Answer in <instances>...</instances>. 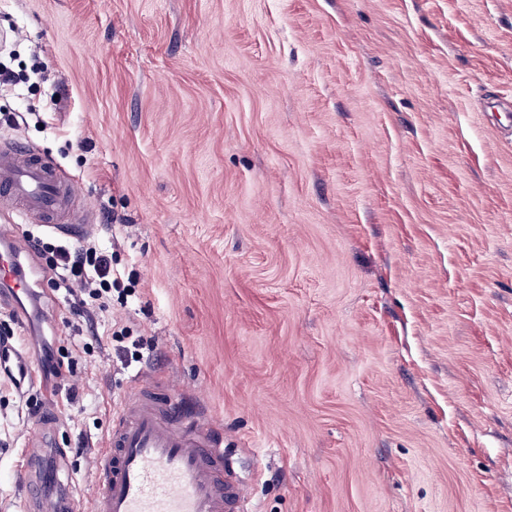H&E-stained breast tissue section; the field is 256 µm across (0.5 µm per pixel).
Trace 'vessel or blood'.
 <instances>
[{
    "instance_id": "vessel-or-blood-1",
    "label": "vessel or blood",
    "mask_w": 512,
    "mask_h": 512,
    "mask_svg": "<svg viewBox=\"0 0 512 512\" xmlns=\"http://www.w3.org/2000/svg\"><path fill=\"white\" fill-rule=\"evenodd\" d=\"M0 209L74 239L91 228L75 184L59 177L54 160L16 139L0 140ZM36 283L34 266L10 239L0 240V300L22 306ZM0 362L18 385L32 383L28 351L0 345ZM95 468L90 512H249L245 481L221 438L161 390L128 396Z\"/></svg>"
}]
</instances>
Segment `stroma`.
<instances>
[{
  "instance_id": "35a3bbf8",
  "label": "stroma",
  "mask_w": 512,
  "mask_h": 512,
  "mask_svg": "<svg viewBox=\"0 0 512 512\" xmlns=\"http://www.w3.org/2000/svg\"><path fill=\"white\" fill-rule=\"evenodd\" d=\"M0 126L54 159L128 288L78 329L33 242L27 323L76 400L0 384V512H87L136 384L174 390L255 512H512V0H0ZM125 336L114 333L116 324Z\"/></svg>"
}]
</instances>
